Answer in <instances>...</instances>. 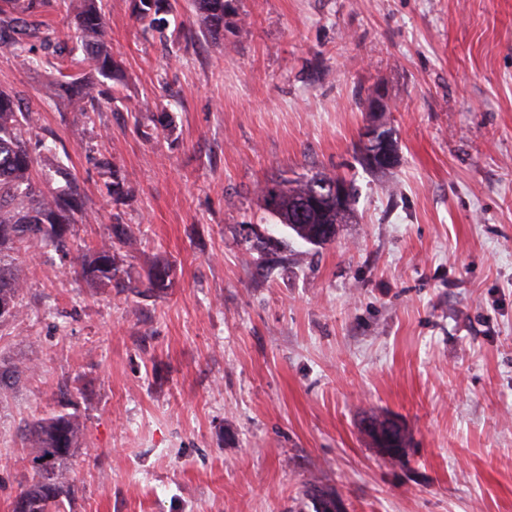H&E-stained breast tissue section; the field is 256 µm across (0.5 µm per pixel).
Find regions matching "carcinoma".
<instances>
[{
    "mask_svg": "<svg viewBox=\"0 0 512 512\" xmlns=\"http://www.w3.org/2000/svg\"><path fill=\"white\" fill-rule=\"evenodd\" d=\"M195 8L205 24V33L215 41L224 40V18L228 0H194ZM166 0H134L140 20L164 32L169 20ZM51 6V0H0V44L8 48L23 65L36 62L38 40L47 63L56 72L48 86V95L61 94L75 112H92L93 91L112 79L114 61L109 51L110 32L98 0H77L73 6L74 23L81 33L83 58L59 42V37L41 30L34 17ZM32 109L21 107L11 91L0 90V303L9 309L0 312V324L18 317L23 311L24 283L15 274L12 256L20 244L35 251L52 247L69 257L64 274L76 281L96 287L128 288L146 295L160 292L172 284L174 270L167 262L155 263L142 286L131 284L120 262L124 253L138 245V237L128 224L112 225V236L87 251H71L73 225L83 221V188L71 171L59 164L54 173L63 185L53 191L44 190L34 175L35 165L53 156V148L36 132ZM100 168L109 175L107 193L114 198L131 195L127 177L108 161ZM336 181V174L320 172L311 178L271 181L260 187L264 210L271 216V235L265 237L251 229L240 235L250 252L274 254L288 248V240L296 239L313 247H323L336 240V226L347 224L353 217L355 187L347 186L345 200L333 195L317 194L318 184ZM369 435L381 448L390 464L401 462L408 448L407 432L389 418L373 417L367 425ZM33 448L30 459L32 483L23 488L13 512H66L65 503L75 494V474L66 460L80 447L83 428L78 416L63 410L40 417L26 428ZM306 495L314 512H344L338 495L316 482L308 484Z\"/></svg>",
    "mask_w": 512,
    "mask_h": 512,
    "instance_id": "cac0c4a2",
    "label": "carcinoma"
}]
</instances>
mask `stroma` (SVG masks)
<instances>
[{
    "instance_id": "1",
    "label": "stroma",
    "mask_w": 512,
    "mask_h": 512,
    "mask_svg": "<svg viewBox=\"0 0 512 512\" xmlns=\"http://www.w3.org/2000/svg\"><path fill=\"white\" fill-rule=\"evenodd\" d=\"M165 34L132 0H102L116 79L88 114L47 100L48 63L0 46V89L36 109L84 188L73 245L114 219L139 230L143 297L23 257V313L0 324V512L31 478L26 423L58 408L83 426L71 512H314L316 481L346 512H512V0H232L211 41L191 0ZM380 88L397 141L389 172L353 146ZM170 124L143 138L137 124ZM107 157L133 193L116 200ZM354 176L336 241L260 258L266 181ZM411 436L385 465L364 430Z\"/></svg>"
}]
</instances>
